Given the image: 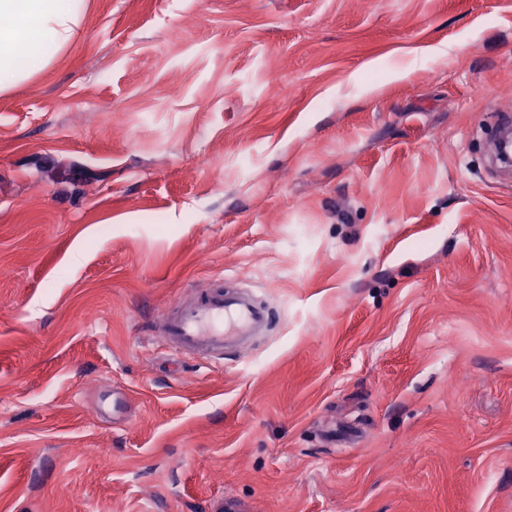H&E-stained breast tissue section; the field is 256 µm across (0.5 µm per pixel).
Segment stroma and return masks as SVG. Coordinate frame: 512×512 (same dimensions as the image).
<instances>
[{"label": "stroma", "instance_id": "obj_1", "mask_svg": "<svg viewBox=\"0 0 512 512\" xmlns=\"http://www.w3.org/2000/svg\"><path fill=\"white\" fill-rule=\"evenodd\" d=\"M508 104L512 0H88L0 95V512H512ZM219 278L278 328L174 354Z\"/></svg>", "mask_w": 512, "mask_h": 512}]
</instances>
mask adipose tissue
Listing matches in <instances>:
<instances>
[{
    "instance_id": "1",
    "label": "adipose tissue",
    "mask_w": 512,
    "mask_h": 512,
    "mask_svg": "<svg viewBox=\"0 0 512 512\" xmlns=\"http://www.w3.org/2000/svg\"><path fill=\"white\" fill-rule=\"evenodd\" d=\"M85 0H0V94L47 67L77 36Z\"/></svg>"
}]
</instances>
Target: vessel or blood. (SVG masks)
Instances as JSON below:
<instances>
[{
    "mask_svg": "<svg viewBox=\"0 0 512 512\" xmlns=\"http://www.w3.org/2000/svg\"><path fill=\"white\" fill-rule=\"evenodd\" d=\"M269 329L270 314L262 301L249 291H226L213 284L170 303L158 334L176 354L220 360L228 351L250 347Z\"/></svg>",
    "mask_w": 512,
    "mask_h": 512,
    "instance_id": "obj_1",
    "label": "vessel or blood"
}]
</instances>
